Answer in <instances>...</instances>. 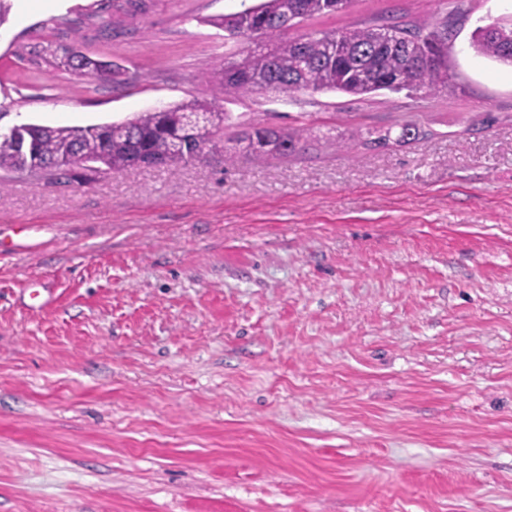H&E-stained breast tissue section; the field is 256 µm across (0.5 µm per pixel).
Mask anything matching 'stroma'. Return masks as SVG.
<instances>
[{"label": "stroma", "mask_w": 512, "mask_h": 512, "mask_svg": "<svg viewBox=\"0 0 512 512\" xmlns=\"http://www.w3.org/2000/svg\"><path fill=\"white\" fill-rule=\"evenodd\" d=\"M254 2L9 0L0 129L214 98L225 137L320 141L0 177V512H512V67L471 45L512 0H468L434 96L213 97L239 44L210 21ZM446 12L350 0L288 35ZM102 60L90 57L81 52H65L58 66L70 74L81 76H100L97 74L98 67ZM235 141L246 143L251 155L276 153L279 156L288 157L304 152L318 139L312 138V134L306 127H300L288 133L276 126H265L243 129L237 134Z\"/></svg>", "instance_id": "obj_1"}]
</instances>
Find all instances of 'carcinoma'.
<instances>
[{"label":"carcinoma","instance_id":"obj_1","mask_svg":"<svg viewBox=\"0 0 512 512\" xmlns=\"http://www.w3.org/2000/svg\"><path fill=\"white\" fill-rule=\"evenodd\" d=\"M350 0H257L246 9L211 20V24L244 44L243 50L224 59V67L204 77L206 84L226 94L258 91L316 93L337 91L355 97L380 91H425L434 94L448 87V65L443 57L427 63L431 46L406 38V33L433 28L431 24L390 27L391 38L381 40L380 27L367 25L342 31L311 32L294 40L283 38L284 25L295 26L315 16L334 14ZM512 26L494 22L478 27L472 46L483 56L512 65ZM101 60L81 52L64 54L58 66L73 74L97 75ZM202 114L210 124L228 126L229 116L213 103L193 99L168 108L139 112L120 122L88 126L48 127L28 123L12 136H0V171L11 172L20 162L19 142L33 148L34 159L52 164L58 171L79 154L94 167L126 168L139 159L146 164H165L176 169L220 154L224 160L238 158L237 152L211 135L199 142L185 128L187 116ZM236 142L247 144L252 155L276 153L295 156L315 142L306 127L288 133L276 126L241 130Z\"/></svg>","mask_w":512,"mask_h":512}]
</instances>
